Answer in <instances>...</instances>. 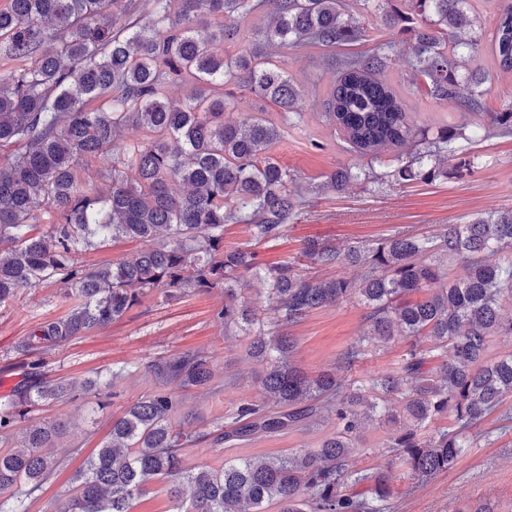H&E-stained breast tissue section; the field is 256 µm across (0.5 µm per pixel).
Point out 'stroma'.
Segmentation results:
<instances>
[{"mask_svg": "<svg viewBox=\"0 0 512 512\" xmlns=\"http://www.w3.org/2000/svg\"><path fill=\"white\" fill-rule=\"evenodd\" d=\"M498 0H469L466 11L473 21L459 33L455 50L462 60L459 91L483 93L487 111L500 112L512 105V72L500 70L493 61L492 35L496 26ZM283 64L301 96L305 123L289 129L274 150L276 160L294 171L307 190V204L289 224L282 239L254 242L242 224L224 227V243L247 246L260 263H275L298 256L306 238L317 237L351 245L371 242L402 226L418 235H433L442 225L463 224L481 213L512 210V137L492 133L457 138L448 146L442 164L447 178L425 184L411 182L354 183L342 192L324 188L326 175L347 165L363 168L366 159L343 144L321 113L338 70L331 52L289 50ZM405 66L396 59L383 77L402 94L419 123L461 124L456 101H433L423 93L410 91L404 81ZM320 148H313V141ZM477 158V167L466 170L462 164ZM140 239L97 240L80 255L84 266L117 264L146 250ZM224 303L220 289L177 300L156 295L144 305L130 309L111 324L73 340L59 350L36 354L42 378L54 383L63 379L75 383L101 373L122 370L111 395H93L40 404L32 407L29 423L55 417L66 427L54 438L52 452L63 466L56 481L37 496L24 499V512H58L63 492L83 460L98 446L112 426L113 417L158 387L146 371L148 361L158 357L201 349L208 353L213 371V390L188 391L182 406L193 428L208 430L214 422L228 420L244 401L261 391L264 367L246 355L247 336L225 331L212 313ZM62 285L47 281L24 288L12 300L0 305V403L11 398L23 378V359L16 345L38 322L60 315L64 310ZM365 309L357 301H346L311 312L288 329L295 341L292 363L314 376L338 366L346 347L366 330ZM408 340L398 338L371 347L352 370L355 379L396 373L408 348ZM336 428L325 420L306 429L276 436H256L251 442L216 447L202 443L187 449L188 466L216 468L235 459L268 460L300 449H313ZM395 422L367 421L355 439L350 459L353 469L385 473L394 494V512H476L486 506L491 512H512V397L472 429L471 448L455 465L408 492L409 480L403 466L392 462L384 444L398 430Z\"/></svg>", "mask_w": 512, "mask_h": 512, "instance_id": "35a3bbf8", "label": "stroma"}]
</instances>
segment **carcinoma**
<instances>
[{
  "label": "carcinoma",
  "mask_w": 512,
  "mask_h": 512,
  "mask_svg": "<svg viewBox=\"0 0 512 512\" xmlns=\"http://www.w3.org/2000/svg\"><path fill=\"white\" fill-rule=\"evenodd\" d=\"M375 0H9L0 9V57L25 67L0 72V148L15 152L0 164V304L22 288L57 280L67 312L36 324L16 346L30 356L68 345L143 304L158 292L178 299L224 289L215 320L251 337L249 356L264 364L261 397L238 406L232 420L209 432L173 424L181 412L176 390L212 383L205 353L189 351L148 364L164 388L112 419L109 436L75 472L64 512H133L152 484H166L176 512H390L391 490L380 473L352 471L348 458L363 423L379 402L399 398L403 426L388 452L421 483L447 471L470 447V429L512 395V354L491 355L495 336H512V211H491L448 224L431 237L397 228L386 238L346 249L317 238L303 243L310 264L361 269L353 280L318 279L283 260L261 268L248 248L224 246V225L244 224L261 242L284 237L306 205L295 174L271 155L282 127L258 109L230 117L241 101L224 94L235 84L276 105L297 125L299 93L282 67L288 49H336L365 37L357 16ZM387 15L399 40L344 52L323 117L350 147L373 161L388 149L413 147L386 174L373 166L326 175L339 192L361 179L401 185L448 177L440 165L448 144L462 135L443 125H419L400 94L381 75L402 56L410 88L441 102L455 100L472 125L512 136V108L489 112L480 94L462 97L460 59L448 51L455 30L470 20L466 0H403ZM152 19L139 26L138 14ZM269 12L261 29L227 26L222 18ZM217 19L202 35L205 17ZM241 50L230 53L231 48ZM493 56L512 70V3L498 5ZM189 78L182 100L165 94L170 80ZM138 126L144 145L112 153L122 131ZM112 157L87 188L80 172ZM47 229L39 235L35 227ZM143 238L151 248L116 267L87 268L82 248L106 237ZM457 261L466 273L455 276ZM267 277L275 330L245 306L238 290L247 277ZM366 309L367 331L346 347L352 366L367 345L396 336H427L411 344L399 371L349 385L333 372L311 377L290 362L287 327L308 313L351 299ZM446 360L434 366L437 355ZM38 365L0 404V436L25 421L29 407L76 397L75 385L47 384ZM120 372L88 380L82 392L110 388ZM336 432L314 450L267 462L229 461L219 470L187 467L184 449L245 442L314 425L324 414ZM445 416L449 427L427 432ZM64 427L60 419L23 428L21 446L0 448V495L32 496L51 482L61 461L48 451Z\"/></svg>",
  "instance_id": "carcinoma-1"
}]
</instances>
